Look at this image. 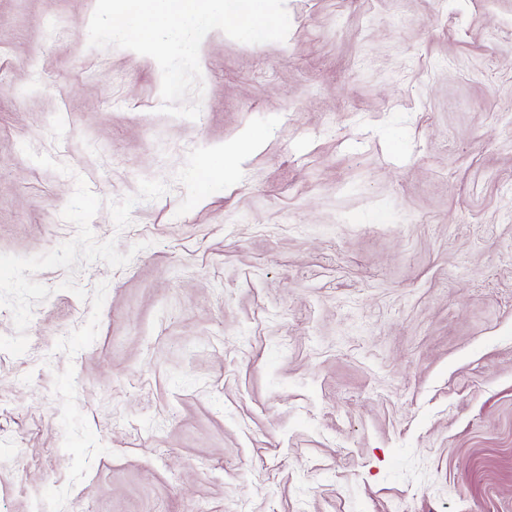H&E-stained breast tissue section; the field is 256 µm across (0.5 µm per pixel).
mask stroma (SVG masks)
<instances>
[{
  "mask_svg": "<svg viewBox=\"0 0 512 512\" xmlns=\"http://www.w3.org/2000/svg\"><path fill=\"white\" fill-rule=\"evenodd\" d=\"M95 6L0 0V512H512V0H285L194 121Z\"/></svg>",
  "mask_w": 512,
  "mask_h": 512,
  "instance_id": "35a3bbf8",
  "label": "stroma"
}]
</instances>
